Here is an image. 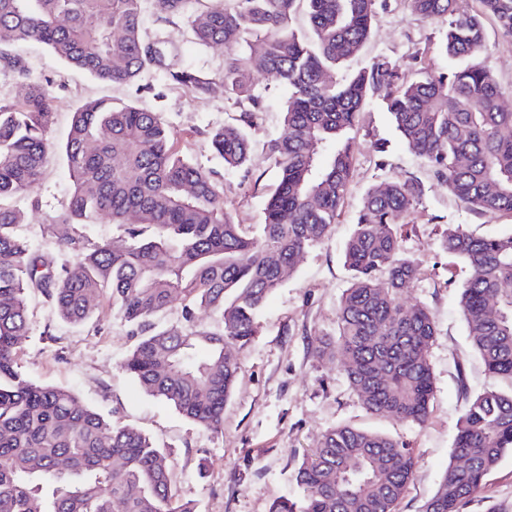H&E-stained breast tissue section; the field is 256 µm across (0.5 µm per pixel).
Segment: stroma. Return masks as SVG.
I'll return each mask as SVG.
<instances>
[{
	"mask_svg": "<svg viewBox=\"0 0 512 512\" xmlns=\"http://www.w3.org/2000/svg\"><path fill=\"white\" fill-rule=\"evenodd\" d=\"M484 30L485 48L477 60L494 75L504 106L512 110V40L502 36L493 18H485ZM144 32L166 40L173 55L207 79L208 88L190 90L152 71L132 84H104L66 70L57 54L40 45L19 48L31 78L51 85V148L64 144L74 110L96 99L162 112L176 148L196 165L215 171L235 222L261 223L277 183L265 143L284 132L285 88L274 74L254 69V87L264 95L265 108L256 113L250 130L248 163L226 169L207 144L209 131L233 123L240 113L239 105L224 96L223 46H200L185 22L166 23L149 10L144 13ZM438 40L437 25L416 16L408 0H387L369 39L347 68L359 69L377 55L392 58L406 72L423 62L443 68L448 61L438 50ZM379 138L389 142L382 159L373 150ZM354 152L353 177L332 231L285 274L259 317L256 338L239 353L242 367L224 408L221 435L202 430L165 402L144 394L121 369L136 339L108 301L96 325L73 326L53 319L43 297L32 295L23 370L39 382L74 389L107 417L172 449L176 493L194 501L198 512H269L275 500L298 496L292 482L295 470L319 447L328 429L344 424L389 435L411 449L416 469L398 512H424L452 460L457 420L468 398L507 387L487 373L468 336L459 307L468 271L443 249V231L459 224L477 236L504 234L512 231V214L470 213L394 132L380 101L360 113ZM398 179L419 181L424 188L419 204L402 217L400 226L405 252L420 265L418 280L403 289L401 300L427 305L436 326L428 350L435 390L429 417L420 425L369 413L350 387L342 362L315 355L318 340L337 333L338 305L350 285L343 245L362 197L369 187ZM71 189L67 166L58 156L31 192L14 198L24 216L17 232L33 248L54 249L58 238L68 233V226L53 219L64 210ZM461 512H512V455L486 477Z\"/></svg>",
	"mask_w": 512,
	"mask_h": 512,
	"instance_id": "35a3bbf8",
	"label": "stroma"
}]
</instances>
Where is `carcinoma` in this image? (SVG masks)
I'll list each match as a JSON object with an SVG mask.
<instances>
[{
    "mask_svg": "<svg viewBox=\"0 0 512 512\" xmlns=\"http://www.w3.org/2000/svg\"><path fill=\"white\" fill-rule=\"evenodd\" d=\"M150 0L157 18L184 21L202 46L222 44L224 94L250 109L208 133L224 167L249 157L248 128L263 98L259 66L288 88L285 132L266 142L278 180L263 223L249 229L224 208L214 172L175 147L158 111L97 100L73 112L62 146L73 193L57 223L72 227L55 252L16 233L21 213L6 200L33 190L52 162L54 109L49 89L30 80L17 46L36 42L69 70L104 83H132L149 69L192 90L207 82L173 62L163 42L143 35L144 0H0V61L23 90L0 102V512H197L173 490L170 452L130 425L110 421L71 389L42 384L20 364L28 332L27 298L44 297L51 316L85 325L101 298L112 302L138 341L122 368L150 396L205 431H223L224 406L241 363L231 351L257 334V317L285 271L330 233L355 165L359 113L381 100L399 137L448 192L478 216L512 213V110L474 58L485 45L483 15L512 39V0H480L483 13L460 15L454 0H410L421 19L442 25L439 50L456 65L409 75L390 57L336 72L366 43L377 0ZM305 6L308 27L295 25ZM423 195L417 180L370 187L343 248L351 273L336 336L317 355L346 361L347 379L372 414L421 424L434 380L428 349L435 324L424 305H406L402 288L418 262L397 227ZM107 217L127 244L92 243L82 227ZM442 246L468 276L459 304L468 335L493 378L512 381V233L475 237L448 226ZM181 324L157 319L174 304ZM208 314L213 325L199 317ZM512 454V393L486 390L457 422L453 456L425 512H460L503 456ZM398 440L336 426L293 475L298 501L270 512H397L415 470Z\"/></svg>",
    "mask_w": 512,
    "mask_h": 512,
    "instance_id": "1",
    "label": "carcinoma"
}]
</instances>
